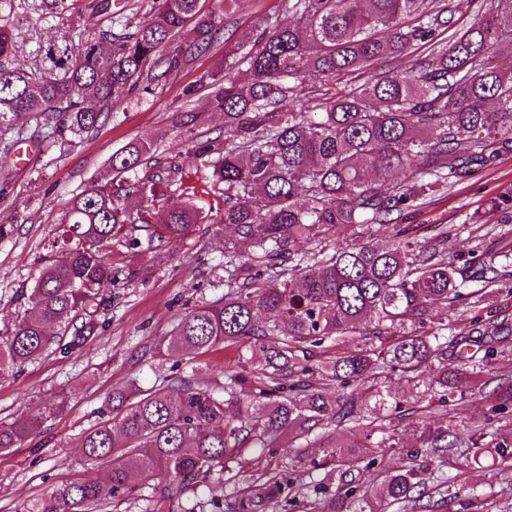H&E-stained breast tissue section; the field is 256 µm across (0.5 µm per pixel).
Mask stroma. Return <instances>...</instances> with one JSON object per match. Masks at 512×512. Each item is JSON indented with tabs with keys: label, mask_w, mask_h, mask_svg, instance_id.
<instances>
[{
	"label": "stroma",
	"mask_w": 512,
	"mask_h": 512,
	"mask_svg": "<svg viewBox=\"0 0 512 512\" xmlns=\"http://www.w3.org/2000/svg\"><path fill=\"white\" fill-rule=\"evenodd\" d=\"M90 0H66L64 12L46 14L43 0H0V25L15 34L13 66H33L40 43L66 30L74 42L97 34L103 15L92 11ZM224 56L223 46L195 56L190 65L171 78L136 92L131 101L113 108L89 133L42 135L36 122L20 114L12 125L0 129V334L11 331L21 310L19 296L33 287L47 249L62 224L69 200L96 184L108 169L113 152L138 138L151 143L156 157L183 156V177L194 196L167 194L160 210L191 203L199 221L191 233L172 246L152 251L114 250L115 265L133 264L137 277L112 291V305L99 311L100 327L82 351L68 357L52 354L26 364L18 373L0 377V423H21L45 406L55 411L18 447L0 452V512H23L33 499L49 496L62 483L91 471L106 479L107 467L86 466L79 446L81 435L101 421L113 392L137 394L161 385L157 348L189 308L224 297L213 268L222 263L217 239H233L222 224L224 197L212 189L205 173L195 172L186 152L201 133L218 135L224 115L211 111L206 98L196 103L198 118L182 121L180 92L212 71ZM512 191V151L500 155L494 166L475 168L449 192L447 200L432 201L424 216L430 224L448 227L447 249L455 255L470 244L467 225H483L486 251H496L500 239L512 235V222L503 220L492 198ZM238 361L236 350L217 346L198 355L182 352L168 356L195 383L222 386L224 372ZM281 455L258 452L242 463H230L222 486H201L155 507V491L167 485L166 477L150 475L132 499L108 507L106 512H177L191 497L221 499L224 512H235L238 492L257 468L281 466ZM430 469L444 472L450 492L477 488L484 512H512V479L497 473L491 459L482 464L449 455L447 462L431 461Z\"/></svg>",
	"instance_id": "obj_1"
}]
</instances>
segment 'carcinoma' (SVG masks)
<instances>
[{"mask_svg":"<svg viewBox=\"0 0 512 512\" xmlns=\"http://www.w3.org/2000/svg\"><path fill=\"white\" fill-rule=\"evenodd\" d=\"M231 0L205 9L201 0H159L144 23L117 12L112 26L81 44L63 34L39 44L35 66L9 67L12 29L0 26V126L32 113L53 135H81L98 126L142 85L178 72L207 52L228 27ZM473 0H288L287 15L224 39L223 62L183 88V121L210 87L208 105L224 113V132L195 141V162L224 191L222 223L236 242L224 244V301L181 317L169 353H206L222 344L241 349L238 370L219 389L179 373L128 404L112 395L113 416L80 440L83 454L110 467L108 482L84 478L60 485L27 512H103L114 498L138 490L157 473L177 491L219 483L227 464L254 448L275 454L284 435L301 442L278 470L263 468L242 489L240 512H302L301 500L336 483L319 512H441L457 495L448 477H422L426 460L464 448L488 452L501 473L512 472V440L498 429L435 426L448 405L464 398L461 383L479 388L502 343L512 336L499 312L484 314L482 293L495 290L512 264V248L482 253L469 235L468 258L448 257L446 224H406L435 196L448 197L474 166L490 167L512 144V70L499 48L512 43V0H491L475 22L455 27V13ZM188 48L175 43L185 28ZM453 29L443 38L442 31ZM423 57H411L418 45ZM247 66L250 79L234 74ZM349 76L344 92L307 95L310 80ZM108 177L77 194L51 242L57 258L23 292L11 332L0 336V376L51 353L82 348L112 288L136 271L115 267L103 250L163 247L197 223L185 206L160 215L152 202L182 181L176 159L162 161L134 139L112 154ZM408 169L405 179L393 173ZM392 225L391 238L355 242L346 227ZM479 284L474 291L470 285ZM465 305L470 334L428 326L439 305ZM60 332L47 335L51 324ZM368 343L352 349L357 337ZM397 376L410 398L381 391ZM512 384L498 387L491 412L504 421ZM422 424L406 449L407 464L377 489L356 480L400 444L394 424ZM0 424V451L14 448L40 424ZM336 441L324 459L307 448L329 426ZM330 466L313 488L291 492L286 471ZM439 495L433 500L427 487ZM215 499L187 501L182 512H221Z\"/></svg>","mask_w":512,"mask_h":512,"instance_id":"carcinoma-1","label":"carcinoma"}]
</instances>
